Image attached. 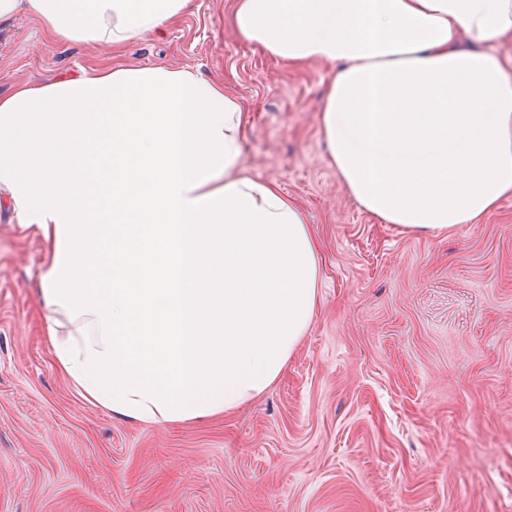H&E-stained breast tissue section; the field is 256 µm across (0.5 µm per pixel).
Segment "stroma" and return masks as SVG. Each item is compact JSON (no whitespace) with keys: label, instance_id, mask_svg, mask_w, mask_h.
<instances>
[{"label":"stroma","instance_id":"1","mask_svg":"<svg viewBox=\"0 0 512 512\" xmlns=\"http://www.w3.org/2000/svg\"><path fill=\"white\" fill-rule=\"evenodd\" d=\"M226 0L113 54L0 27V96L90 64L223 80L251 114L241 167L298 201L325 252L320 301L267 392L181 426L118 420L48 352L43 239L0 205V512H512V198L405 234L369 216L318 125L333 66L241 41Z\"/></svg>","mask_w":512,"mask_h":512}]
</instances>
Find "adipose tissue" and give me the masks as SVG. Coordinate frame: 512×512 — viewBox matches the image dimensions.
Segmentation results:
<instances>
[{
    "mask_svg": "<svg viewBox=\"0 0 512 512\" xmlns=\"http://www.w3.org/2000/svg\"><path fill=\"white\" fill-rule=\"evenodd\" d=\"M193 0H0L53 39L120 49ZM244 42L337 64L318 116L347 192L406 232L512 196V0H227ZM247 111L171 66L83 67L0 97V202L51 244L46 338L87 402L175 426L270 388L313 320L324 257L302 207L239 173Z\"/></svg>",
    "mask_w": 512,
    "mask_h": 512,
    "instance_id": "obj_1",
    "label": "adipose tissue"
}]
</instances>
